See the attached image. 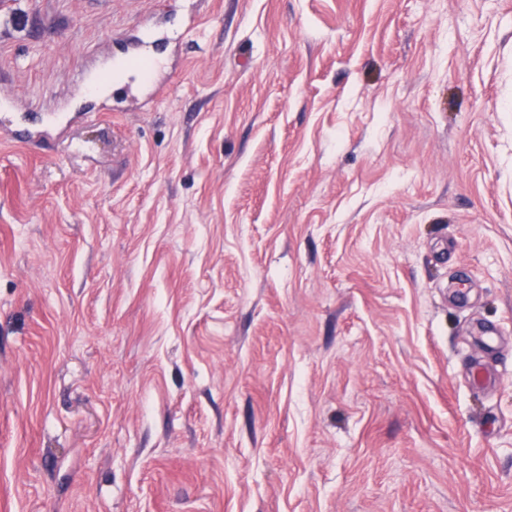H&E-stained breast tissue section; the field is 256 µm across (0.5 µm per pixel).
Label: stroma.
I'll list each match as a JSON object with an SVG mask.
<instances>
[{"label": "stroma", "instance_id": "35a3bbf8", "mask_svg": "<svg viewBox=\"0 0 512 512\" xmlns=\"http://www.w3.org/2000/svg\"><path fill=\"white\" fill-rule=\"evenodd\" d=\"M152 23L0 140V512H512V0H0V91ZM144 43L142 41L141 44L138 43L128 48L125 59L149 67L142 73L145 81L141 84V87L147 91V94L153 96L162 91L165 86L163 74L166 72V66L151 51L146 49ZM16 112H10L0 115V127L7 129L13 138L19 141H36L39 144H48L49 141L57 134L61 125L45 121L40 129L30 131L29 129H20L14 124L12 114L21 113L18 99L12 97Z\"/></svg>", "mask_w": 512, "mask_h": 512}]
</instances>
